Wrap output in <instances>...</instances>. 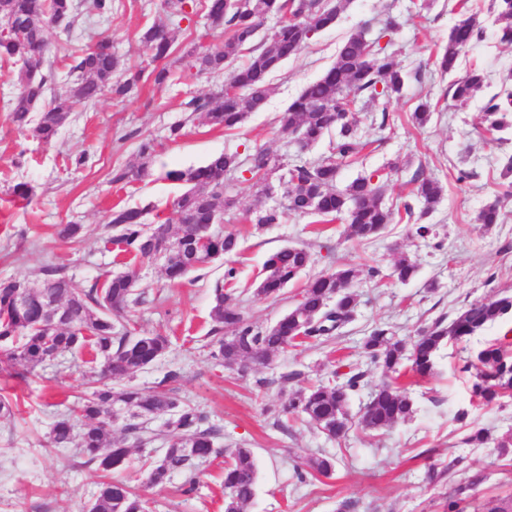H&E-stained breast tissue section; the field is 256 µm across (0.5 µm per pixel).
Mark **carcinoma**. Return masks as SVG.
<instances>
[{
	"label": "carcinoma",
	"mask_w": 512,
	"mask_h": 512,
	"mask_svg": "<svg viewBox=\"0 0 512 512\" xmlns=\"http://www.w3.org/2000/svg\"><path fill=\"white\" fill-rule=\"evenodd\" d=\"M349 0H162L167 19L191 21L199 10L206 12L211 26L224 31V40L207 47L192 46L184 54L187 67L199 74H219L228 63L248 52L245 63L231 75L234 91L221 90L218 101L193 97L186 109L203 118L213 129L231 132L241 126L248 114L264 108L269 97L268 79L292 56L308 47L316 35L331 27ZM114 0H0V60L21 64L16 92L9 99L12 123L33 139L49 144L70 122L77 108L103 96L123 99L144 78L157 85L170 76L163 61L173 54V40L167 26L154 24L141 34L151 54L153 68L122 69L112 53L109 39L94 38L78 54L70 55V80L65 93L56 91L54 80L43 72L48 52L47 29L59 28L69 38L84 14L101 18L112 15ZM498 25L497 38L512 45V0H491ZM269 14L281 16V25L267 38L257 40L261 20ZM478 14L463 12L451 28L448 41L438 55L439 68L448 72L473 43L482 38ZM421 81V73L403 72L379 46V38L369 37V29L352 31L336 52L332 66L319 78L306 84L278 118V131L296 141L300 148L314 147L331 129L336 140L329 153L312 161L286 168L266 149L258 148L246 160L236 153L210 156L197 167L173 169L165 173L184 190L171 202L168 214L159 224L143 222L146 207H122L112 211L107 224L109 242L133 259L150 260L163 255L164 272L172 283L182 282L189 273L211 260L235 254L237 237L212 235L207 251L197 252L196 239L216 216L235 206L233 176L248 165L251 179L259 183L276 170H284L295 188L285 191L278 207L260 209L255 224H279L287 214L314 215L322 222L342 220L349 237L371 240L396 221L395 209L386 202L387 179L375 171L337 187L340 167L359 157L368 142L359 137L350 104L366 96L371 102L388 105L401 97L407 83ZM483 70L472 68L452 84V98L461 106L480 95L486 87ZM431 104L425 100L410 114L411 123L425 127L432 119ZM482 124L489 132L512 130V90L490 96L482 106ZM141 163L122 169L112 178L115 183L142 181L151 175L155 154L153 141L144 139L138 147ZM409 184L411 195L420 204L424 217L441 198L439 181L418 171ZM477 220L486 227L500 222L499 201L483 208ZM310 255L303 247H285L272 253L263 265V278L256 293L277 298L288 283L307 267ZM418 271V264L406 255L392 267L391 276L405 284ZM363 273L354 265H343L311 279L295 306L275 324L264 330L253 328L245 318L239 295L233 289L214 288L211 334L215 357L227 365L248 360L266 363L294 343L327 340L333 332L354 320L359 305L352 283ZM137 270L129 266L103 283L95 282L82 293L75 292L64 268L48 265L43 269L41 288L28 289V305L19 311L14 294L21 280L0 281V373L23 377L64 353L89 350L93 359H103L100 386L90 396L74 402L70 412L55 421L51 442L66 448L78 441L82 455L102 473L103 481L89 512H147V501L125 481L112 477L123 469L130 453L126 438L135 443L158 437L168 439L164 456L151 465L148 482L164 484L175 472L187 475L188 490H193L197 464L217 452L214 439L218 429L208 416L180 401L171 392L145 390L117 383L149 366L168 347V337L159 333L133 336L118 329L114 318L130 316L144 297L135 291ZM65 308L66 320L50 321V304ZM512 318V294H500L471 302L451 318L440 316L419 331L413 343L395 336L391 329L375 327L365 336V357L381 371L382 381L371 393L358 418L365 431L377 432L412 417L414 401L398 379L410 368L425 378L433 373L436 358L450 345L461 346L462 372L472 377V397L483 406L512 399V348L502 340L480 347L472 339L489 327ZM364 378L362 372H342L336 367L332 378L311 387L297 388L288 395L281 413L302 416L330 438H344L353 427L350 400ZM166 417L162 428L141 434L137 419ZM124 420L125 439L106 446L112 428ZM336 458L322 455L309 459L305 467H295L299 479L305 474L331 477ZM479 472L454 486L446 499V512H467L461 507L471 498L469 491L481 484ZM257 481L254 454L249 448L229 451L224 465V512H243L253 497ZM473 512H512V495L492 497L482 509Z\"/></svg>",
	"instance_id": "cac0c4a2"
}]
</instances>
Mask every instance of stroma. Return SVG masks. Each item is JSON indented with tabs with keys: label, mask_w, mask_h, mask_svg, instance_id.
I'll list each match as a JSON object with an SVG mask.
<instances>
[{
	"label": "stroma",
	"mask_w": 512,
	"mask_h": 512,
	"mask_svg": "<svg viewBox=\"0 0 512 512\" xmlns=\"http://www.w3.org/2000/svg\"><path fill=\"white\" fill-rule=\"evenodd\" d=\"M459 0H350L336 23L318 35L309 47L289 59L270 80L265 107L251 113L239 129L214 130L185 112L193 97L219 92L225 76L198 75L183 70L169 58L171 79L163 85L147 81L127 99L102 97L77 113L62 128L57 140L43 145L20 132L5 109L16 83L17 66L0 62V280L41 277L44 266H63L75 291H83L122 272L114 248L107 243L106 217L115 206H145V219L154 222L181 187L166 180V171L186 169L226 152L241 156L256 148L267 149L283 162L315 159L329 150L322 141L306 154L277 132V119L302 88L318 78L334 61L346 36L361 25L380 33L387 16L399 28L386 52L402 70L422 71L423 84L411 85L390 105L358 99L354 107L357 131L371 147L358 159L345 163L337 184L344 187L359 176L385 169L398 161L388 175L386 201L402 208L408 199L409 181L416 170L437 179L443 195L424 221L428 236L416 233L417 219L402 218L388 225L377 238L360 241L347 236L341 222L314 223L309 216H288L283 223L255 229L246 213L279 202L277 175H269L271 194H258L256 186L235 177L238 198L224 221L212 225L215 234L239 237L237 254L213 259L191 272L182 285H172L155 260L138 262L137 289L145 302L129 328L132 333L158 332L169 336L166 352L152 365L128 378L136 387L156 386L171 372L174 387L185 401L204 411L220 433L214 440L219 456L200 466L196 490L183 492L185 475H173L162 486H152L147 475L152 462L166 450L163 440L132 446L125 469L126 480L148 502L150 512H224L223 450L251 449L258 468L254 496L244 512H336L341 501L351 500L355 512H444L452 484L464 470L485 471L489 480L473 493L474 502L512 493V459L499 457L496 439L512 433V399L482 410L470 402L469 383L458 371L459 350H443L433 374L409 388L415 402L413 417L390 429L366 433L352 429L336 441L302 420L279 429L276 422L287 398L280 384L282 374L299 373L300 385L324 382L333 362L344 359L364 372V385L353 395L351 412H358L379 375L372 371L361 344L376 326L388 325L397 336L414 341L419 329L448 316L470 302L499 292L512 293V197L499 199L504 155L512 154V133L506 140L481 127L482 99L457 106L450 85L473 67L488 76L486 94L497 93L512 76V47L495 36L490 0H469L478 12L485 36L450 73H442L437 55L448 40L458 17ZM160 0H122L109 20L92 24L96 34L111 39L113 51L125 67L147 66L150 53L141 42L142 32L163 19ZM435 107L430 124L415 129L407 121L421 99ZM182 124L183 134L170 140L169 128ZM151 138L156 146L152 174L142 181L113 182L116 169L138 162V145ZM86 154L85 165L74 159ZM470 179L458 181L459 171ZM32 186L28 204L10 197L15 184ZM499 202L501 221L492 228L478 224L476 216L488 203ZM81 224L75 241L58 236L59 225ZM305 247L311 262L278 298L256 295L267 256L286 246ZM415 257L416 277L403 284L389 272L400 255ZM344 264L375 268L354 284L359 307L354 320L330 340L288 348L269 364L228 367L212 356L213 326L210 312L213 290L234 269L238 294L248 320L258 328L275 323L292 308L307 282ZM88 353L69 355L37 368L26 379L0 375V396L12 401L13 414L0 418V512H85L95 498L101 476L96 466L83 464L79 448L54 447L49 439L52 424L66 413L75 397L90 390ZM266 380L258 388V380ZM470 428L486 429L489 444L464 445ZM336 456L332 478L299 482L296 464L320 455ZM451 465L446 484L430 486L424 474L431 463Z\"/></svg>",
	"instance_id": "obj_1"
}]
</instances>
